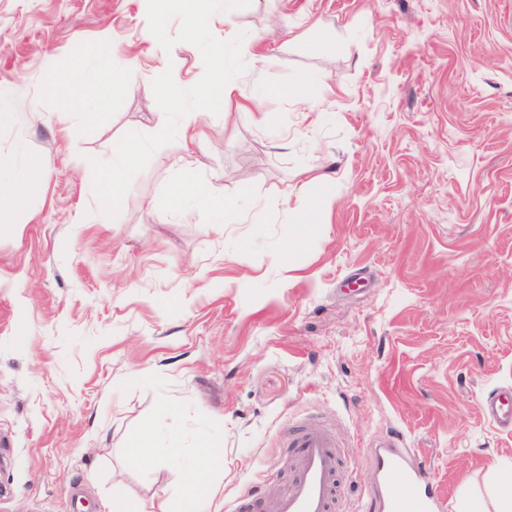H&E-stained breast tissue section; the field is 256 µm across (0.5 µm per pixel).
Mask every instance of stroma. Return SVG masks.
Segmentation results:
<instances>
[{"instance_id": "1", "label": "stroma", "mask_w": 512, "mask_h": 512, "mask_svg": "<svg viewBox=\"0 0 512 512\" xmlns=\"http://www.w3.org/2000/svg\"><path fill=\"white\" fill-rule=\"evenodd\" d=\"M186 30L140 0H0V154L51 159L46 194L0 233V512H145L177 490L202 437L224 454L214 512L281 475L283 430L316 416L371 486L374 444L402 432L449 512L512 494V427L485 413L512 391V0H241ZM318 19L325 49L302 35ZM253 40L225 48L224 33ZM166 42L164 56L153 39ZM135 81L93 84L82 112L44 84L95 74L103 48ZM226 51L223 76L201 61ZM179 77L155 83L159 58ZM306 103L277 98L301 74ZM260 96L201 118L195 175L226 202L173 212L176 141L156 118L217 80ZM265 124H258V114ZM141 156L102 211L95 159ZM330 173L315 224L299 188ZM153 210H146V202ZM296 247L286 260L287 241ZM155 451L132 459L133 435ZM180 459L166 461L169 437ZM138 148L128 143H115L112 145V158L102 169L112 170V175L131 165L138 156Z\"/></svg>"}]
</instances>
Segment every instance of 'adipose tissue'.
Listing matches in <instances>:
<instances>
[{"label": "adipose tissue", "mask_w": 512, "mask_h": 512, "mask_svg": "<svg viewBox=\"0 0 512 512\" xmlns=\"http://www.w3.org/2000/svg\"><path fill=\"white\" fill-rule=\"evenodd\" d=\"M45 184V165H22L14 158L0 157V225L9 226L15 213L43 193ZM171 198L174 207L181 210L208 209L223 203L224 187L215 181H198L186 161L172 187ZM215 495V488L202 483L192 467L173 497L159 504L158 512H204V505Z\"/></svg>", "instance_id": "adipose-tissue-1"}]
</instances>
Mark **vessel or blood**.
Returning <instances> with one entry per match:
<instances>
[{"instance_id": "obj_1", "label": "vessel or blood", "mask_w": 512, "mask_h": 512, "mask_svg": "<svg viewBox=\"0 0 512 512\" xmlns=\"http://www.w3.org/2000/svg\"><path fill=\"white\" fill-rule=\"evenodd\" d=\"M490 417L512 425V394L502 393L487 405ZM291 476L285 490L256 501L240 494L230 512H443L445 498L435 488L421 457L406 448L403 434L391 435L371 455L374 485L360 504L344 506L346 450L333 429L318 418L293 424L284 442Z\"/></svg>"}]
</instances>
